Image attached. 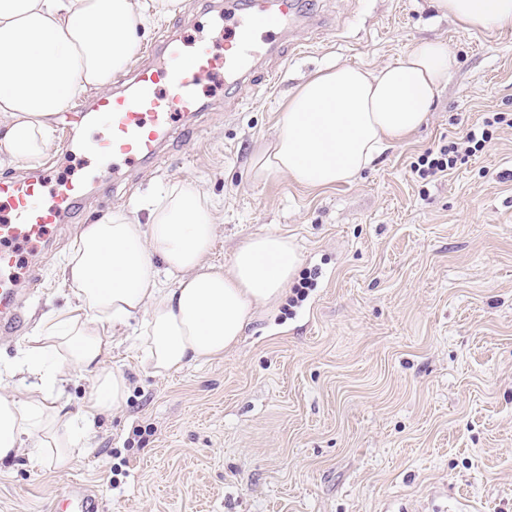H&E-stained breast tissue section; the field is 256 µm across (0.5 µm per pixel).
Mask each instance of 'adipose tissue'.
Wrapping results in <instances>:
<instances>
[{"label":"adipose tissue","mask_w":512,"mask_h":512,"mask_svg":"<svg viewBox=\"0 0 512 512\" xmlns=\"http://www.w3.org/2000/svg\"><path fill=\"white\" fill-rule=\"evenodd\" d=\"M179 0H0V166L35 164L55 141L76 95L107 91L141 48V32ZM466 33L512 27V0H432ZM453 60L440 41L416 44L396 63L341 65L289 96L273 139L253 168L315 190L349 181L384 148L426 121ZM211 205L186 181L160 194L146 219L115 211L84 225L64 266L72 302L43 317L26 340L21 394L0 393V461L25 443L61 462L87 444L100 415L123 409L129 383L107 370L117 328L140 318L142 363L158 376L232 351L256 314L277 303L301 257L288 237L256 234L230 268L210 264ZM77 375L93 389L79 410L53 396Z\"/></svg>","instance_id":"adipose-tissue-1"}]
</instances>
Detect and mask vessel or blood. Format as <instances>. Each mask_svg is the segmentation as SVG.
Returning a JSON list of instances; mask_svg holds the SVG:
<instances>
[{"instance_id": "vessel-or-blood-1", "label": "vessel or blood", "mask_w": 512, "mask_h": 512, "mask_svg": "<svg viewBox=\"0 0 512 512\" xmlns=\"http://www.w3.org/2000/svg\"><path fill=\"white\" fill-rule=\"evenodd\" d=\"M300 16V0H225L220 54L205 41L162 34L152 49L156 63L137 67L124 89L99 96L82 111L80 124L100 129L79 143L90 171L55 182L46 165L0 180V334L20 327L21 287L37 280L32 260L80 208L96 182L95 171L154 158L161 146L192 138L190 121L203 109L202 82L219 72L225 82H238ZM50 512H100V500L75 481Z\"/></svg>"}]
</instances>
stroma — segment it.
<instances>
[{
  "label": "stroma",
  "mask_w": 512,
  "mask_h": 512,
  "mask_svg": "<svg viewBox=\"0 0 512 512\" xmlns=\"http://www.w3.org/2000/svg\"><path fill=\"white\" fill-rule=\"evenodd\" d=\"M310 25L241 85L205 84L193 139L103 170L37 257L21 334L0 337V388L41 317L71 296L63 267L83 225L193 180L217 219L210 263L250 236L291 238L301 268L235 350L151 375L127 337L105 366L130 383L91 448L59 464L26 448L0 461V512H49L74 481L102 512H512V28L466 34L431 0H311ZM224 0H183L143 35L206 36ZM422 40L456 67L425 124L351 182L307 190L252 179L289 94L344 64L377 68ZM484 150L418 177L426 149L489 113Z\"/></svg>",
  "instance_id": "35a3bbf8"
}]
</instances>
